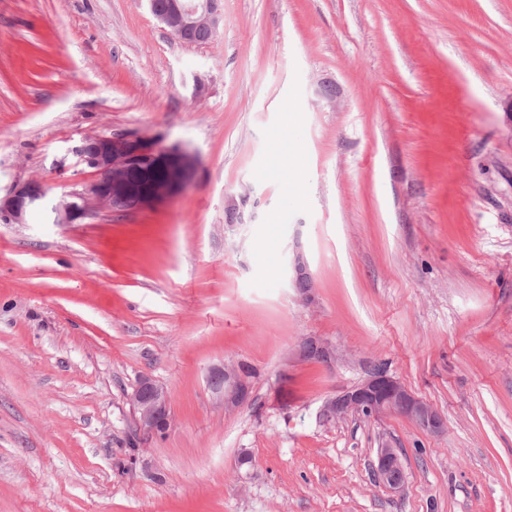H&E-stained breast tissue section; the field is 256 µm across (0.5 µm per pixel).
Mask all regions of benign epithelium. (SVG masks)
<instances>
[{
    "instance_id": "1",
    "label": "benign epithelium",
    "mask_w": 512,
    "mask_h": 512,
    "mask_svg": "<svg viewBox=\"0 0 512 512\" xmlns=\"http://www.w3.org/2000/svg\"><path fill=\"white\" fill-rule=\"evenodd\" d=\"M146 2L155 19L185 44H195L200 30L216 34L224 21L221 0H168L163 12L155 11L153 0ZM72 153L77 164L89 170L91 178L77 183L51 206L56 224H80L100 212L132 213L161 205L190 187L197 167L196 157L185 149L136 132L87 136L72 148ZM131 171L138 172L141 181H131ZM48 194L49 187L43 181L29 179L0 198V216L21 224L29 208ZM293 269L294 284L309 292L312 281L299 254L294 258ZM301 355L327 364L334 358L327 344L313 339L305 341ZM209 382L228 409L241 406L248 397L245 378L233 365L213 368ZM131 402L140 432L158 436L169 430L172 417L167 390L151 377L140 379ZM348 413L368 418L398 413L430 433H438L445 426L433 405L379 368L357 385L328 398L321 416L330 421ZM376 473L381 485L389 490L402 484L400 454L388 442L378 449Z\"/></svg>"
}]
</instances>
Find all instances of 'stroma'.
Masks as SVG:
<instances>
[{
    "label": "stroma",
    "mask_w": 512,
    "mask_h": 512,
    "mask_svg": "<svg viewBox=\"0 0 512 512\" xmlns=\"http://www.w3.org/2000/svg\"><path fill=\"white\" fill-rule=\"evenodd\" d=\"M222 5L187 45L143 0H0V196L50 188L0 218V512H512V0ZM131 130L197 157L188 190L54 223L71 147ZM376 368L443 432L321 422ZM49 187L40 179L32 178L17 186L11 194L0 198V215L15 224L25 220L27 211L35 203L45 200ZM210 385L215 393L222 397L224 407L228 409L241 406L247 399L248 385L241 371L229 364L213 368ZM140 432L148 436L166 434L171 426V411L167 390L151 377L140 379L131 397ZM401 462L397 448H393L389 442H384L377 452L376 473L379 482L389 490L398 489L401 484Z\"/></svg>",
    "instance_id": "stroma-1"
}]
</instances>
